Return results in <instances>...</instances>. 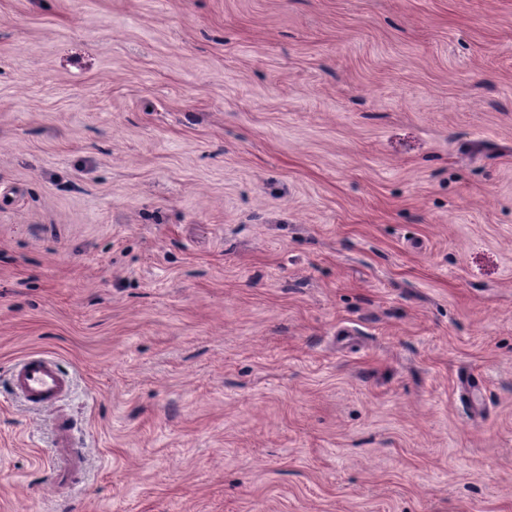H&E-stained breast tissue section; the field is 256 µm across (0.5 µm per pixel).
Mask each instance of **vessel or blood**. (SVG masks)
<instances>
[{"mask_svg":"<svg viewBox=\"0 0 512 512\" xmlns=\"http://www.w3.org/2000/svg\"><path fill=\"white\" fill-rule=\"evenodd\" d=\"M12 386L16 394L26 402L50 408L69 392L71 383L52 358L42 354H29L15 364ZM55 441L59 450L57 470L61 474H68L74 468L75 458L65 421H58Z\"/></svg>","mask_w":512,"mask_h":512,"instance_id":"b4317fda","label":"vessel or blood"}]
</instances>
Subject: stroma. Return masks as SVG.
Segmentation results:
<instances>
[{"instance_id": "35a3bbf8", "label": "stroma", "mask_w": 512, "mask_h": 512, "mask_svg": "<svg viewBox=\"0 0 512 512\" xmlns=\"http://www.w3.org/2000/svg\"><path fill=\"white\" fill-rule=\"evenodd\" d=\"M0 512H512V0H0ZM12 386L26 402L50 408L69 392L71 383L52 358L29 354L15 364ZM56 448H60L56 460L57 470L63 476L68 475L74 469L75 457L71 450V440L64 419H60L56 425Z\"/></svg>"}]
</instances>
